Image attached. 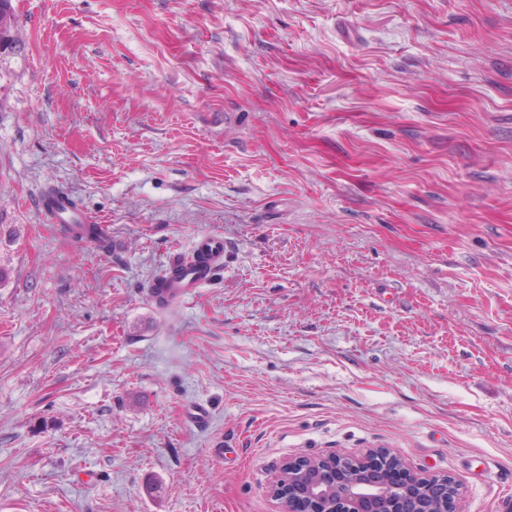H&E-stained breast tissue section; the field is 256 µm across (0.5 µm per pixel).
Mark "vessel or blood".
Segmentation results:
<instances>
[{
	"instance_id": "obj_1",
	"label": "vessel or blood",
	"mask_w": 512,
	"mask_h": 512,
	"mask_svg": "<svg viewBox=\"0 0 512 512\" xmlns=\"http://www.w3.org/2000/svg\"><path fill=\"white\" fill-rule=\"evenodd\" d=\"M224 266V239L217 234L195 238L187 257L174 256L160 276L156 301L175 303L209 284Z\"/></svg>"
}]
</instances>
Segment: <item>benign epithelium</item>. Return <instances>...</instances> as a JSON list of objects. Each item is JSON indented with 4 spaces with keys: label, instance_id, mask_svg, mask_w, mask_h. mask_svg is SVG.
Instances as JSON below:
<instances>
[{
    "label": "benign epithelium",
    "instance_id": "1",
    "mask_svg": "<svg viewBox=\"0 0 512 512\" xmlns=\"http://www.w3.org/2000/svg\"><path fill=\"white\" fill-rule=\"evenodd\" d=\"M268 490L279 512H456L458 485L416 472L390 448L283 459Z\"/></svg>",
    "mask_w": 512,
    "mask_h": 512
}]
</instances>
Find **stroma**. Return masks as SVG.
Instances as JSON below:
<instances>
[{
	"mask_svg": "<svg viewBox=\"0 0 512 512\" xmlns=\"http://www.w3.org/2000/svg\"><path fill=\"white\" fill-rule=\"evenodd\" d=\"M12 4L0 512H277L272 464L369 448L507 512L512 0ZM183 260L174 256L167 262L159 282L162 288L153 294L156 302L167 305L191 295L209 284L224 267V238L217 234H202Z\"/></svg>",
	"mask_w": 512,
	"mask_h": 512,
	"instance_id": "stroma-1",
	"label": "stroma"
}]
</instances>
